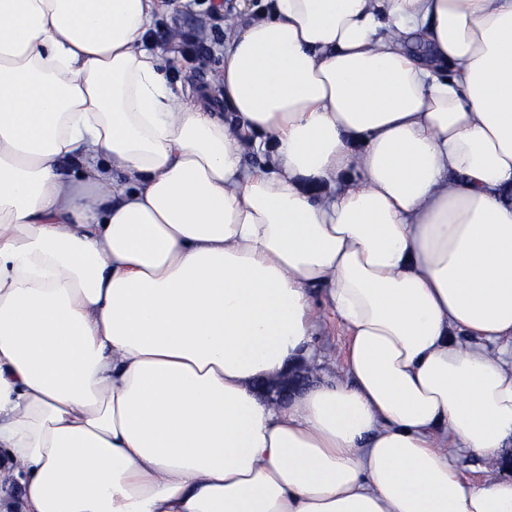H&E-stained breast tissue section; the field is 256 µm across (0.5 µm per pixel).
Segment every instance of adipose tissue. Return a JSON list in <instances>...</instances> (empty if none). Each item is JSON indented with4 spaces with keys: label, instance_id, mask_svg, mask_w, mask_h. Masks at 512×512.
<instances>
[{
    "label": "adipose tissue",
    "instance_id": "obj_1",
    "mask_svg": "<svg viewBox=\"0 0 512 512\" xmlns=\"http://www.w3.org/2000/svg\"><path fill=\"white\" fill-rule=\"evenodd\" d=\"M159 11L0 0V512H512V0H264L232 124ZM315 302L322 311V324L317 336L314 337V348L322 355L326 373L339 377L345 368L349 339L337 316L328 308L325 291H316ZM458 467L461 476L468 481H476L489 470L491 465L489 462L476 455H465L458 460Z\"/></svg>",
    "mask_w": 512,
    "mask_h": 512
}]
</instances>
